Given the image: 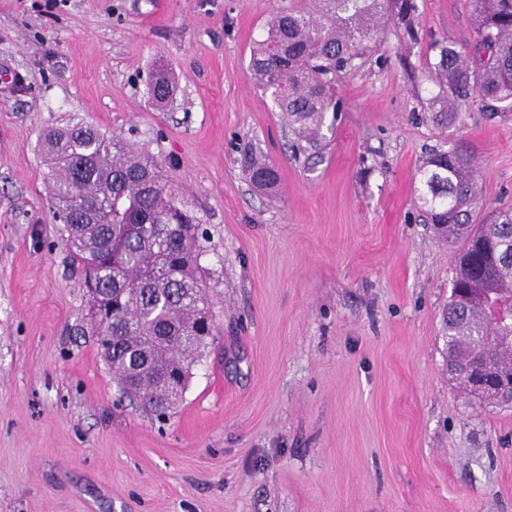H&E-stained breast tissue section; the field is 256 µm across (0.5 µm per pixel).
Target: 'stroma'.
<instances>
[{"label": "stroma", "instance_id": "stroma-1", "mask_svg": "<svg viewBox=\"0 0 512 512\" xmlns=\"http://www.w3.org/2000/svg\"><path fill=\"white\" fill-rule=\"evenodd\" d=\"M296 3L0 0V512H512V406L448 370L457 246L418 202L428 152L458 147L483 211L512 208V112H430L431 44L472 46L469 0H416L411 37L383 24L304 153L248 69ZM72 120L153 157L201 219L216 338L164 421L121 399L59 242L39 134ZM174 92L169 76L159 69L153 76L149 86L151 98L159 105L165 104L172 97ZM244 169L249 181L259 188H272L277 184L278 173L273 165L247 160L244 163Z\"/></svg>", "mask_w": 512, "mask_h": 512}]
</instances>
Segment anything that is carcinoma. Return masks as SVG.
<instances>
[{
  "label": "carcinoma",
  "instance_id": "1",
  "mask_svg": "<svg viewBox=\"0 0 512 512\" xmlns=\"http://www.w3.org/2000/svg\"><path fill=\"white\" fill-rule=\"evenodd\" d=\"M273 17L266 37L251 53L249 70L297 137L320 146L326 114L338 112L336 79L357 69L376 47L384 21L396 18L414 37L415 0H310ZM475 39L463 53L448 41L434 44L432 76L439 92L431 99L436 122L448 123L470 103L492 109L512 106V0H472ZM174 92L157 70L149 86L159 105ZM46 185L56 211L67 215L61 240L80 265L89 324L101 355L122 393L160 417L174 409L167 381L189 382L192 367L213 335L203 328L211 309L198 258L201 219L169 191L156 161L136 152L121 136L78 121L46 130L42 139ZM249 181L272 188L274 166L245 161ZM477 162L470 153L432 150L419 168V202L426 221L461 248L452 287L512 298V259L494 245L512 243V211H495L476 223L480 199ZM445 325L453 337L448 367L467 369L475 358L472 337L486 328L498 337L489 359L512 375V323L498 325L477 308L448 302Z\"/></svg>",
  "mask_w": 512,
  "mask_h": 512
}]
</instances>
